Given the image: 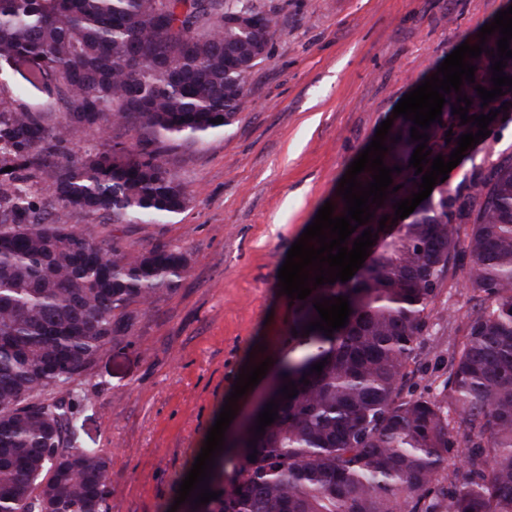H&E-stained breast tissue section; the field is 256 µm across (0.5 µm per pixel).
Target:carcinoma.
<instances>
[{
  "instance_id": "1",
  "label": "carcinoma",
  "mask_w": 512,
  "mask_h": 512,
  "mask_svg": "<svg viewBox=\"0 0 512 512\" xmlns=\"http://www.w3.org/2000/svg\"><path fill=\"white\" fill-rule=\"evenodd\" d=\"M238 13L251 28L226 23ZM273 23L254 0H0V512H106L110 457L76 445L65 395L125 330L114 311L149 310L179 286L189 259L164 242L104 246L66 217L152 225L181 213L189 194L162 155L231 122ZM465 61L477 66L475 82L461 85L468 115L512 102L510 91L484 106L475 90L493 88L496 58ZM31 90L51 102L30 105ZM456 98L445 95L442 123L427 129L429 160H449L460 135L478 131L452 114ZM106 122L137 139L71 149L80 130ZM411 126L404 119L385 138L383 162L402 167L392 173L400 189L370 205L374 217L344 243L371 229L369 256L350 280L320 285L297 306L295 356L270 395L278 418L258 437L253 421L238 433L231 475L222 461L211 470L218 499L192 512H512V156L473 176L469 202L439 182L408 222L394 223L393 204L422 183L409 166L419 145ZM451 277L480 309L452 344L450 394L406 395ZM340 295L348 324L330 338L304 334L319 319L313 303ZM288 382L291 399L281 396ZM455 447L463 465L444 484L439 469Z\"/></svg>"
}]
</instances>
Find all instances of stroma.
I'll return each mask as SVG.
<instances>
[{
    "mask_svg": "<svg viewBox=\"0 0 512 512\" xmlns=\"http://www.w3.org/2000/svg\"><path fill=\"white\" fill-rule=\"evenodd\" d=\"M275 24L245 104L206 140L166 157L190 200L167 224H115L80 211L68 223L135 249L182 247L187 276L135 320L72 385L78 440L111 455L107 512H169L249 355L288 358L294 318L278 271L291 245L393 108L506 0H259ZM512 155V111L466 152L448 187ZM444 316L404 391H444L448 345L477 306L443 288Z\"/></svg>",
    "mask_w": 512,
    "mask_h": 512,
    "instance_id": "obj_1",
    "label": "stroma"
}]
</instances>
